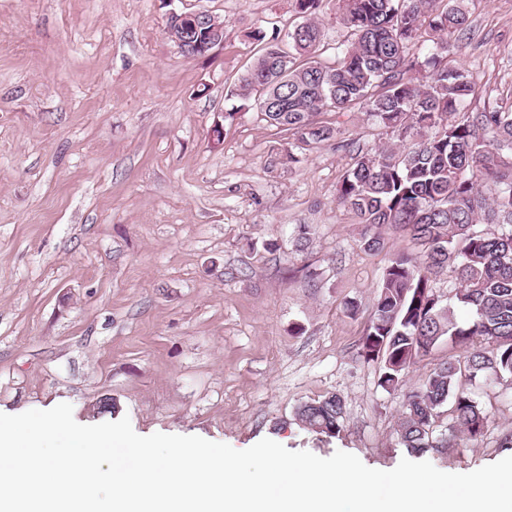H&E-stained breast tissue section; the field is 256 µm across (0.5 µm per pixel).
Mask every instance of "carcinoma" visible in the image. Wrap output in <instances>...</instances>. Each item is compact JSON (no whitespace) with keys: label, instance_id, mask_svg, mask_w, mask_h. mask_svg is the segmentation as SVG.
<instances>
[{"label":"carcinoma","instance_id":"1","mask_svg":"<svg viewBox=\"0 0 512 512\" xmlns=\"http://www.w3.org/2000/svg\"><path fill=\"white\" fill-rule=\"evenodd\" d=\"M339 2L337 20L351 42L335 65L315 60L323 0H295L303 22L288 34L289 48L260 30L251 32L261 53L231 95L254 102L270 125L306 146L340 134L321 114L357 103L396 136L374 152L356 147L338 202L358 216L364 250H381L390 229L408 232L421 247L416 258L389 260L360 342V355L381 363L380 386L403 387L408 369L444 336L462 350L406 394L398 435L404 447L423 454L448 447L434 430L445 406L450 436L475 441L483 434L489 413L465 382H512V111H465L474 77L442 63L447 38L470 27L459 0ZM424 25L433 52L421 62L410 49ZM204 31L168 28L176 42L202 43L189 58L208 56ZM483 182L491 184L490 192L481 189ZM484 224L511 230L495 234ZM445 269L459 282L446 304L432 287ZM456 306L470 309L469 321L456 320ZM295 417L335 436L343 429L345 407L332 394L300 404Z\"/></svg>","mask_w":512,"mask_h":512}]
</instances>
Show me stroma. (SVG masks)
Here are the masks:
<instances>
[{"mask_svg":"<svg viewBox=\"0 0 512 512\" xmlns=\"http://www.w3.org/2000/svg\"><path fill=\"white\" fill-rule=\"evenodd\" d=\"M463 4L447 62L477 80L467 109L510 107L512 0ZM337 7L320 14L326 65L350 41ZM173 8L218 17L223 44L185 56ZM299 22L292 0H0V413L65 402L79 424L126 417L142 436L269 438L385 471L408 457L405 389L383 390L358 349L389 258L415 247L391 231L363 251L337 202L352 144L392 136L357 104L324 115L339 141L303 149L230 95L260 54L250 31L283 40ZM472 390L490 421L425 453L441 471L512 456V385ZM332 393L339 435L296 421Z\"/></svg>","mask_w":512,"mask_h":512,"instance_id":"1","label":"stroma"}]
</instances>
